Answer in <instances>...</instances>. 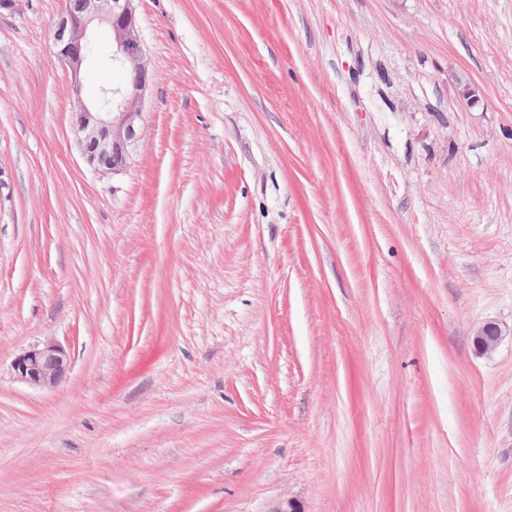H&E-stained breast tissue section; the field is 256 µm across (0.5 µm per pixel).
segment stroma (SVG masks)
<instances>
[{"instance_id": "stroma-1", "label": "stroma", "mask_w": 512, "mask_h": 512, "mask_svg": "<svg viewBox=\"0 0 512 512\" xmlns=\"http://www.w3.org/2000/svg\"><path fill=\"white\" fill-rule=\"evenodd\" d=\"M63 4L0 12V512H512V0H137L109 178ZM75 0H70L72 4ZM136 0H79L62 10L54 23L51 41L57 59L71 73L75 134L86 164L100 176L118 175L131 164L143 131V103L155 74L145 61L136 17ZM95 25L112 33L108 60L121 68L126 79L101 88L90 105L82 98V68L96 42L89 37ZM504 336L502 329L495 323L480 326L473 335L474 348L480 354L493 351ZM70 365L68 351L52 338L29 346L12 362V368L18 380L40 389L56 387Z\"/></svg>"}]
</instances>
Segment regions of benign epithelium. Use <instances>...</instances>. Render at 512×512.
I'll list each match as a JSON object with an SVG mask.
<instances>
[{"mask_svg":"<svg viewBox=\"0 0 512 512\" xmlns=\"http://www.w3.org/2000/svg\"><path fill=\"white\" fill-rule=\"evenodd\" d=\"M136 0H79L65 7L51 33L54 54L71 73L75 134L82 157L101 176L118 175L131 164L143 131V103L155 74L145 61V50L136 17ZM104 25L112 33L108 60L125 71L119 85L101 88L90 105L82 98V68L95 41L89 31ZM503 337L495 323L480 326L473 335L480 354L493 351ZM71 360L63 345L52 338L39 341L18 354L12 368L21 382L40 389L56 387L69 370Z\"/></svg>","mask_w":512,"mask_h":512,"instance_id":"obj_1","label":"benign epithelium"}]
</instances>
